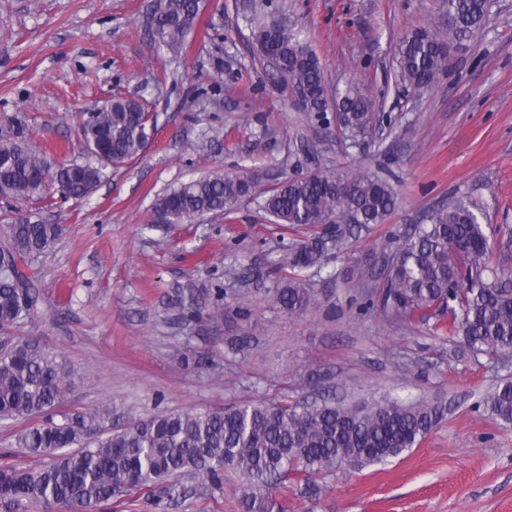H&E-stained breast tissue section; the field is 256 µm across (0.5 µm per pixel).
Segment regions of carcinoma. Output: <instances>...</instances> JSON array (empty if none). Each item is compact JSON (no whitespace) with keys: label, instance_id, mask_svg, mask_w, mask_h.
Instances as JSON below:
<instances>
[{"label":"carcinoma","instance_id":"carcinoma-1","mask_svg":"<svg viewBox=\"0 0 512 512\" xmlns=\"http://www.w3.org/2000/svg\"><path fill=\"white\" fill-rule=\"evenodd\" d=\"M487 0H442V25L457 41L481 25ZM199 13L198 0H153V46L181 49ZM253 36L261 61L273 60V73L286 89L306 91L303 111L318 118L327 112L324 77L316 56L301 33L274 20L260 24ZM399 74L414 91L433 88L446 70L448 42L431 31H414L399 42ZM379 101L347 90L336 104L341 125L355 141L372 127ZM151 117L135 98L117 97L112 106L79 113V131L87 153L83 162L47 167L45 153L19 137L0 139V195L13 199L41 195L45 177L53 182V200H83L107 178L112 162L138 157L146 147ZM258 177L246 172H216L158 196L153 212L187 224L197 214L232 215L255 192ZM397 197L388 180L377 174H326L321 171L290 179L265 191L263 208L273 223L306 230L271 261L276 275L272 303L290 314L309 305L311 289L304 272L323 265L329 246L341 248L355 232L379 224L395 209ZM479 205L454 196L430 209L420 224L405 231L379 276L360 269L366 289L359 306L388 322H433L438 331L463 336L475 353L491 359L512 353V269L492 266V250L480 219ZM0 245V328L10 329L41 309L39 286L15 278L19 260L46 253L59 227L32 217L4 218ZM186 295L170 287L169 306L188 320L211 294ZM244 320L248 308L214 302L209 317L224 320L230 311ZM76 371L35 339H12L0 351V420L43 416L15 435L14 447L43 456L39 468H0V506L5 512H27L56 504L81 512H103L102 506L135 491L147 494L153 512H168L172 503L198 488H224V471L239 475L244 512L275 509L274 489L302 484L310 495L322 487L313 477L342 465L363 468L396 458L422 442L443 418L444 409L427 399L382 398L371 402H245L222 412L157 413L112 434L85 442L95 423L111 413L107 406L90 415L51 412L63 401ZM481 405L496 421L512 425V381L487 392Z\"/></svg>","mask_w":512,"mask_h":512}]
</instances>
